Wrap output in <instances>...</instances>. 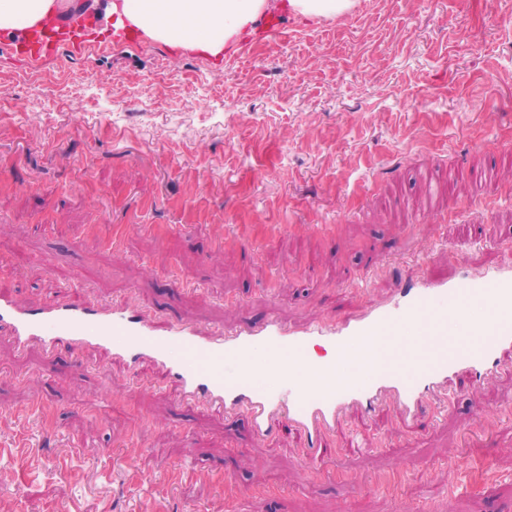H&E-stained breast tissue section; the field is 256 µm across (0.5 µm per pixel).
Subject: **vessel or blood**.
Masks as SVG:
<instances>
[{
  "instance_id": "obj_1",
  "label": "vessel or blood",
  "mask_w": 512,
  "mask_h": 512,
  "mask_svg": "<svg viewBox=\"0 0 512 512\" xmlns=\"http://www.w3.org/2000/svg\"><path fill=\"white\" fill-rule=\"evenodd\" d=\"M88 43L86 28L75 23L64 29L49 16L29 34L6 40L5 45L7 56L34 61L61 57L68 48L82 52ZM468 296L485 298L495 309L478 325L486 338L481 347L441 345L432 362L415 374L402 366L378 372L358 355L359 345L406 319L415 320L424 334L446 335L449 316H465ZM1 328L21 348L32 341L49 349L64 343L76 354L94 346L131 365L143 358L152 360L165 368L181 397L204 400L229 414H245L256 434H265L270 420L278 417L311 438L338 422L349 408L370 411L389 405L407 417L425 396L444 388L457 374H492L502 357L512 353V265L465 270L448 280L422 277L403 285L394 300L368 304L355 317L300 325L271 316L231 327L176 320L161 330L145 310L124 303L93 306L68 296L29 309L1 290ZM314 346L328 347L338 360L352 357L355 368L344 383L318 386V377L335 376L336 366L310 364L307 352ZM258 349L287 351L288 360L280 366L287 379L281 391L253 389L249 357ZM228 361L235 362L234 373H225Z\"/></svg>"
}]
</instances>
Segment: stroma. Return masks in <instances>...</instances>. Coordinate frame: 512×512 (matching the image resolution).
<instances>
[{
    "label": "stroma",
    "mask_w": 512,
    "mask_h": 512,
    "mask_svg": "<svg viewBox=\"0 0 512 512\" xmlns=\"http://www.w3.org/2000/svg\"><path fill=\"white\" fill-rule=\"evenodd\" d=\"M507 181L512 0L290 11L218 58L116 36L106 53L0 61V285L32 306L73 284L162 327L342 319L410 275L512 264ZM285 211L296 228L280 229ZM115 224L131 227L117 253L98 244ZM504 362L458 381L443 416L349 411L311 465L286 421L256 438L246 417L184 402L151 362L132 375L98 348L21 353L0 335V512H512ZM37 398L50 430L21 417ZM186 462L207 479L171 487Z\"/></svg>",
    "instance_id": "obj_1"
}]
</instances>
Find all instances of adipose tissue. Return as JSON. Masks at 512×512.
<instances>
[{"label": "adipose tissue", "mask_w": 512, "mask_h": 512, "mask_svg": "<svg viewBox=\"0 0 512 512\" xmlns=\"http://www.w3.org/2000/svg\"><path fill=\"white\" fill-rule=\"evenodd\" d=\"M55 0H0V33L14 36L39 25ZM267 0H107L115 30L140 29L150 37L219 56L266 8Z\"/></svg>", "instance_id": "obj_1"}]
</instances>
